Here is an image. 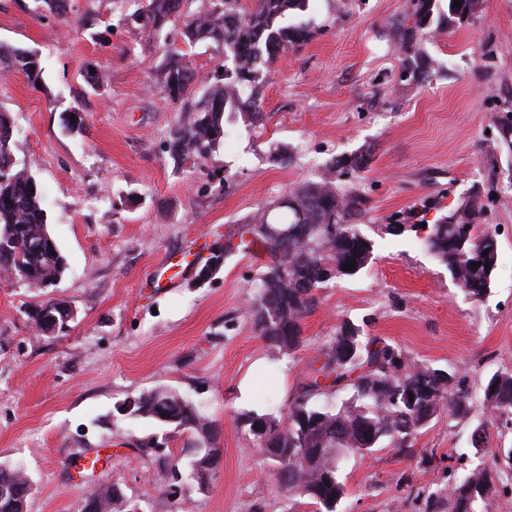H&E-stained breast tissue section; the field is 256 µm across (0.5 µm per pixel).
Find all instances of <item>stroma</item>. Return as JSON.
Instances as JSON below:
<instances>
[{
  "mask_svg": "<svg viewBox=\"0 0 512 512\" xmlns=\"http://www.w3.org/2000/svg\"><path fill=\"white\" fill-rule=\"evenodd\" d=\"M345 3L310 0L302 19L312 36L274 64L260 122L234 115L233 142L177 164L165 146L183 114L156 81L159 40L121 22L130 0H70L63 17L35 15L33 0H0V43L37 52L43 67L37 88L18 71L0 74V108L69 262L41 291L0 278V465H24L27 512H80L90 489L111 483L141 512H292L238 417L267 412V386L287 410L346 319L455 372L474 393L512 370V189L502 187L512 151L491 147L494 117L512 105V0H483L476 16L424 42L439 69L419 83L400 79L391 34L406 0ZM90 66L107 78L94 93L82 77ZM82 98L85 126L67 132L63 119ZM281 146L290 164L276 160ZM362 150L371 162L354 183L373 201L364 228L372 258L357 277L317 291L301 345L279 353L243 315L265 255H230L206 283L193 268L260 204ZM476 190L498 244L479 302L419 233L383 230L429 200L441 203L426 215L434 220ZM49 299L77 318L41 334L28 312ZM255 364L253 397L240 402ZM160 386L212 422L221 458L206 489L187 478L186 435L120 409ZM487 418L480 407L462 421L441 417L410 456L392 447L350 456L337 512H433L429 491L512 448V426L500 424L491 452L474 456L471 434ZM497 464V491L476 512H512V461Z\"/></svg>",
  "mask_w": 512,
  "mask_h": 512,
  "instance_id": "1",
  "label": "stroma"
}]
</instances>
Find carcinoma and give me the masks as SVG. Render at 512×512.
<instances>
[{"label":"carcinoma","mask_w":512,"mask_h":512,"mask_svg":"<svg viewBox=\"0 0 512 512\" xmlns=\"http://www.w3.org/2000/svg\"><path fill=\"white\" fill-rule=\"evenodd\" d=\"M137 9L123 17L124 25L164 38L158 70L163 92L175 104L194 113L178 123L167 140L174 161L204 158L216 151L229 131V115L246 111L259 115L264 85L274 62L309 39L301 24L285 19L309 7V0H206L195 10V0H132ZM409 0L403 21L394 27V39L403 50L402 73L407 80L424 81L435 61L421 48L430 33L460 25L481 8L482 0ZM68 0H37L41 13L61 16ZM412 25H407V22ZM209 43L220 54L216 69L198 93L200 82L190 60L191 50ZM0 64L19 71L32 85L42 80L37 53L0 43ZM498 145L511 149L504 135L512 133V109L496 115ZM15 125L0 110V274L41 290L55 285L67 270L66 256L48 231L47 212L33 175L17 168L12 152ZM371 152L360 151L333 161L336 173L308 180L274 197L240 224L227 239L224 255L263 253L265 269L253 286L246 318L260 336L283 354L302 342V321L315 300V291L343 277H354L371 259L372 240L361 221L373 209L359 189L340 185L337 178L364 171ZM475 192L436 223L425 225L423 245L443 264L455 284L474 301L490 292L497 268L498 246L493 233L480 229L483 205ZM353 261L355 267L343 269ZM479 267H473V264ZM65 306L48 300L34 306L28 318L40 326L48 315L62 317ZM327 360L319 375L294 397L288 412H249L242 423L257 440L262 454L272 448L288 455L269 460L273 477L306 512H337L345 495L340 478L345 460L365 455L389 443L409 454L423 429L441 415L463 420L475 403L495 418L512 421V372L497 371L476 395L462 387L453 372L412 362L407 352L381 338L366 337L363 328L342 321L325 348ZM351 391L334 404L318 406L320 395ZM131 412L172 426L179 433L208 441L214 438L212 421L193 403L166 389L135 397ZM221 449L193 458L191 470L198 485L208 484ZM498 469L480 464L451 485L446 496L434 498L446 512H475L477 502L496 493ZM0 512H26L31 490L29 475L18 467H0ZM125 492L115 485L96 488L85 497L81 512H129Z\"/></svg>","instance_id":"cac0c4a2"}]
</instances>
